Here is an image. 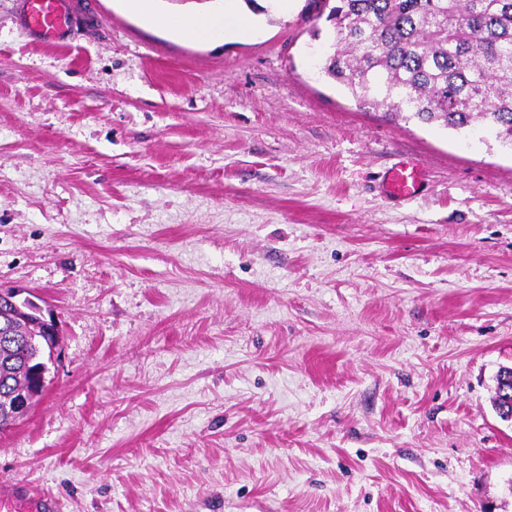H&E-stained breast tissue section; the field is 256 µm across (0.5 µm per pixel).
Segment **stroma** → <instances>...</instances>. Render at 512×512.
Listing matches in <instances>:
<instances>
[{
  "label": "stroma",
  "mask_w": 512,
  "mask_h": 512,
  "mask_svg": "<svg viewBox=\"0 0 512 512\" xmlns=\"http://www.w3.org/2000/svg\"><path fill=\"white\" fill-rule=\"evenodd\" d=\"M0 0V289L63 351L0 435L61 512H512V151L357 100L308 0L243 39ZM403 159L423 189L382 193ZM71 0H22V11L29 27L52 40H64L76 27Z\"/></svg>",
  "instance_id": "obj_1"
}]
</instances>
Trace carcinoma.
<instances>
[{
  "label": "carcinoma",
  "instance_id": "carcinoma-1",
  "mask_svg": "<svg viewBox=\"0 0 512 512\" xmlns=\"http://www.w3.org/2000/svg\"><path fill=\"white\" fill-rule=\"evenodd\" d=\"M332 39L321 72L396 116L408 112L460 132L483 130L512 148V0H324ZM0 302V433L24 393L40 395L34 371L42 331L10 328Z\"/></svg>",
  "mask_w": 512,
  "mask_h": 512
}]
</instances>
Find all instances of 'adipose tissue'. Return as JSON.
<instances>
[{"label":"adipose tissue","mask_w":512,"mask_h":512,"mask_svg":"<svg viewBox=\"0 0 512 512\" xmlns=\"http://www.w3.org/2000/svg\"><path fill=\"white\" fill-rule=\"evenodd\" d=\"M126 9L148 28L162 29L175 35L194 39H220L226 32L223 18L198 11L175 13L158 11L150 0H125Z\"/></svg>","instance_id":"adipose-tissue-1"}]
</instances>
